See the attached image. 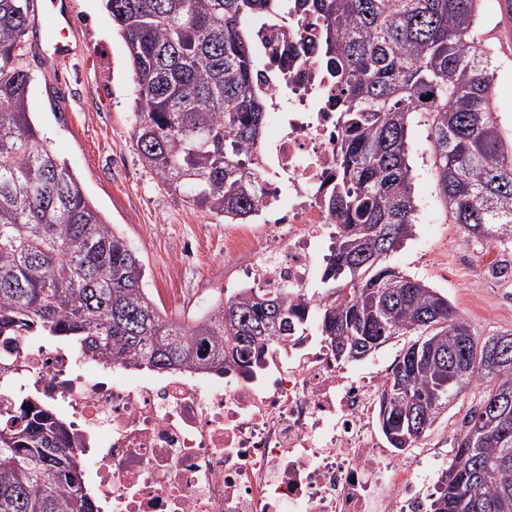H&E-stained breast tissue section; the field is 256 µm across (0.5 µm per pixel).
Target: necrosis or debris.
<instances>
[{
    "label": "necrosis or debris",
    "instance_id": "necrosis-or-debris-1",
    "mask_svg": "<svg viewBox=\"0 0 512 512\" xmlns=\"http://www.w3.org/2000/svg\"><path fill=\"white\" fill-rule=\"evenodd\" d=\"M292 17L261 29L257 48L274 131L257 146L266 229L225 236L252 256L247 286L287 287L307 305L315 269L336 237L322 205L336 180L343 131L330 78L314 63L283 70L288 45L317 29ZM48 349L19 336L0 342V405H48L65 414L82 484L99 512H419L444 458L423 437L404 453L376 428L389 368H353L311 332L268 344L253 373L224 367L135 373Z\"/></svg>",
    "mask_w": 512,
    "mask_h": 512
}]
</instances>
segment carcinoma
I'll list each match as a JSON object with an SVG mask.
<instances>
[{"label": "carcinoma", "instance_id": "carcinoma-1", "mask_svg": "<svg viewBox=\"0 0 512 512\" xmlns=\"http://www.w3.org/2000/svg\"><path fill=\"white\" fill-rule=\"evenodd\" d=\"M484 0H106L137 86L133 138L159 183L224 223L262 210L251 152L267 97L253 36L292 15L318 18L287 65L313 59L336 84L344 138L323 205L336 225L318 335L360 361L398 336L378 418L404 451L471 387L451 460L423 512H512V353L504 331L481 337L448 296L397 270L417 202L408 132L428 115L436 186L450 223L512 244V133L496 116V53L478 36ZM29 0H0V336L60 337L83 356L171 373L246 368L252 354L309 329L285 288H240L187 321L143 288L144 265L44 145L18 66ZM431 100H425V97ZM458 356L466 374L451 367ZM67 426L48 409L0 411V512H95L65 452Z\"/></svg>", "mask_w": 512, "mask_h": 512}]
</instances>
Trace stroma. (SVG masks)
<instances>
[{"instance_id":"35a3bbf8","label":"stroma","mask_w":512,"mask_h":512,"mask_svg":"<svg viewBox=\"0 0 512 512\" xmlns=\"http://www.w3.org/2000/svg\"><path fill=\"white\" fill-rule=\"evenodd\" d=\"M67 34L76 53L56 61L39 50L47 27L30 26L23 65L32 77L31 119L48 148L80 180L108 223L123 233L144 264V286L173 317L186 307L240 288L250 259L224 253L223 219L162 187L142 164L133 139L135 85L127 50L103 0H71ZM486 0L481 39L497 53V116L512 129V18ZM418 223L392 265L447 295L479 335L512 331V276L479 286L473 262L512 264V245L470 238L445 213L431 168L426 117L410 133Z\"/></svg>"}]
</instances>
